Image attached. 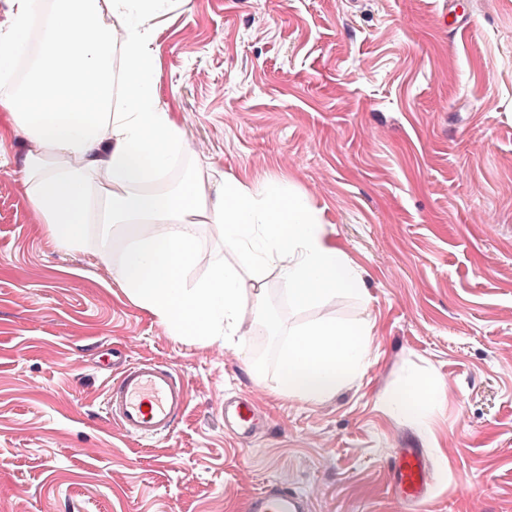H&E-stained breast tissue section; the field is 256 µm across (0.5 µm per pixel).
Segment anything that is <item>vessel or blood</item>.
<instances>
[{
    "label": "vessel or blood",
    "instance_id": "1",
    "mask_svg": "<svg viewBox=\"0 0 512 512\" xmlns=\"http://www.w3.org/2000/svg\"><path fill=\"white\" fill-rule=\"evenodd\" d=\"M188 389L170 367L142 361L123 368L109 382L103 408L127 433L144 439L169 436L188 404ZM224 417L240 437L255 427L252 404L240 399L224 405ZM391 487L404 504L424 502L432 482V467L422 449L402 448L391 466ZM247 512H308L307 501L283 484H271L252 496Z\"/></svg>",
    "mask_w": 512,
    "mask_h": 512
}]
</instances>
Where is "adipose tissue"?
I'll list each match as a JSON object with an SVG mask.
<instances>
[{
	"label": "adipose tissue",
	"mask_w": 512,
	"mask_h": 512,
	"mask_svg": "<svg viewBox=\"0 0 512 512\" xmlns=\"http://www.w3.org/2000/svg\"><path fill=\"white\" fill-rule=\"evenodd\" d=\"M170 3L10 0L0 29V117L28 139L20 179L58 247H81L90 224L100 222L112 241L100 258L113 261L133 303L186 344L220 337L241 348L244 301L254 324L272 322L264 268L276 269L295 308L363 296V281L302 192L221 175L209 190L191 175L165 188L174 163L190 152L154 86V21ZM34 28L40 53L19 85L15 64ZM102 168L104 185L94 181ZM202 224L217 229L225 255L195 279ZM372 327L368 319L321 318L289 333L274 393L307 403L335 395L368 366ZM438 394L416 379L388 393L386 405L415 415Z\"/></svg>",
	"instance_id": "obj_1"
}]
</instances>
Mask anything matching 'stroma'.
<instances>
[{
    "label": "stroma",
    "instance_id": "obj_1",
    "mask_svg": "<svg viewBox=\"0 0 512 512\" xmlns=\"http://www.w3.org/2000/svg\"><path fill=\"white\" fill-rule=\"evenodd\" d=\"M182 0L154 31L157 92L214 170L306 193L366 296L297 310L273 270L278 331L245 352L171 336L128 300L91 229L66 252L28 203L23 136L0 166V512H245L264 486L311 512H405L394 449L435 468L424 512H512V0ZM370 318L371 360L334 396L275 397L288 330ZM174 369L189 405L169 437L132 436L100 408L113 350ZM425 378L419 416L387 393ZM249 398L248 441L224 429Z\"/></svg>",
    "mask_w": 512,
    "mask_h": 512
}]
</instances>
